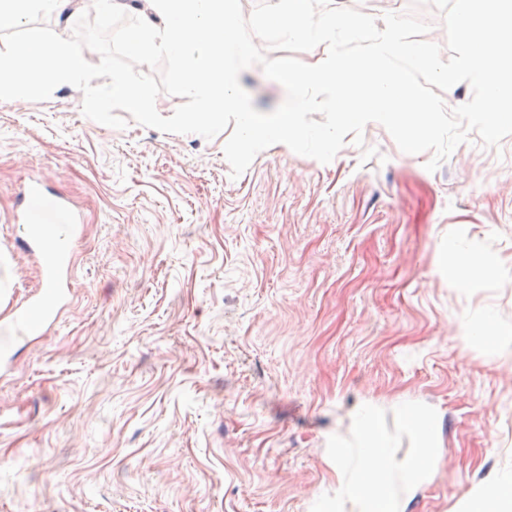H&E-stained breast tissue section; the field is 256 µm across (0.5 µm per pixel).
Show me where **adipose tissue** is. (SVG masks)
<instances>
[{
	"label": "adipose tissue",
	"instance_id": "adipose-tissue-1",
	"mask_svg": "<svg viewBox=\"0 0 512 512\" xmlns=\"http://www.w3.org/2000/svg\"><path fill=\"white\" fill-rule=\"evenodd\" d=\"M405 430L416 444L401 455L383 432L377 411L360 408L353 416V437L336 444L337 483L334 512H401L405 494L428 475L437 445L432 415L403 411ZM461 512H512V471L475 488Z\"/></svg>",
	"mask_w": 512,
	"mask_h": 512
}]
</instances>
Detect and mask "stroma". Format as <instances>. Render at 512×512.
<instances>
[{
	"label": "stroma",
	"mask_w": 512,
	"mask_h": 512,
	"mask_svg": "<svg viewBox=\"0 0 512 512\" xmlns=\"http://www.w3.org/2000/svg\"><path fill=\"white\" fill-rule=\"evenodd\" d=\"M334 4L413 12L446 43L429 0ZM239 82L257 111L286 99L260 66ZM82 101L68 84L0 101V336L42 287L10 224L24 183L84 224L71 304L0 371V512H325L336 438L365 403L401 454L402 408L437 417L404 512H459L512 470V352L459 328L489 309L512 333V136L431 172V152L371 122L329 163L274 144L235 178L226 134L116 129ZM456 240L491 276L449 285Z\"/></svg>",
	"instance_id": "obj_1"
}]
</instances>
